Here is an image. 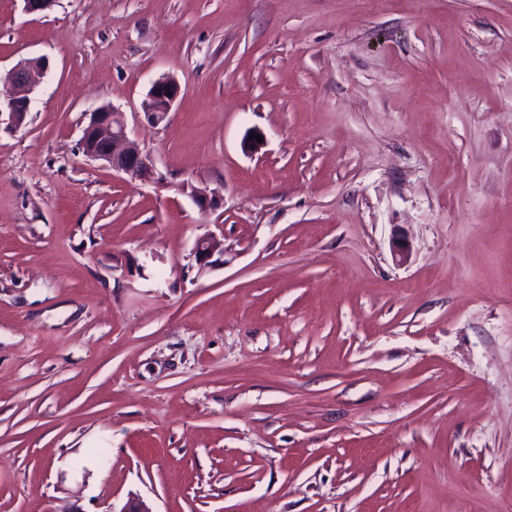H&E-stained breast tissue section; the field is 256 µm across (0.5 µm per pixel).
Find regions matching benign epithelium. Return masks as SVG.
<instances>
[{
	"label": "benign epithelium",
	"instance_id": "1",
	"mask_svg": "<svg viewBox=\"0 0 512 512\" xmlns=\"http://www.w3.org/2000/svg\"><path fill=\"white\" fill-rule=\"evenodd\" d=\"M46 70L47 63L43 57L24 59L15 69L12 93L0 101V112L8 113L15 126L24 125L36 79ZM181 92V85L171 77L153 82L144 104L146 120L156 126L165 122ZM80 145L85 157L131 179L151 181L157 175L154 155L131 138L123 113L109 105L100 106L90 113ZM191 196L202 211L214 210L223 203V195L207 188L193 187ZM216 255L224 256V241L217 236L208 235L197 243L194 256L200 266L211 265Z\"/></svg>",
	"mask_w": 512,
	"mask_h": 512
}]
</instances>
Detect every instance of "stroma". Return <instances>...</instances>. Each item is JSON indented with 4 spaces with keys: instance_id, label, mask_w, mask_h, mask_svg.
<instances>
[{
    "instance_id": "35a3bbf8",
    "label": "stroma",
    "mask_w": 512,
    "mask_h": 512,
    "mask_svg": "<svg viewBox=\"0 0 512 512\" xmlns=\"http://www.w3.org/2000/svg\"><path fill=\"white\" fill-rule=\"evenodd\" d=\"M34 56L0 512H512V0H0L1 93ZM103 105L162 182L82 154ZM181 92V85L174 78L162 77L153 82L144 104L146 120L156 126L165 122ZM215 255L224 257V238L221 240L216 235H208L202 238L196 245L194 256L200 266L211 265Z\"/></svg>"
}]
</instances>
